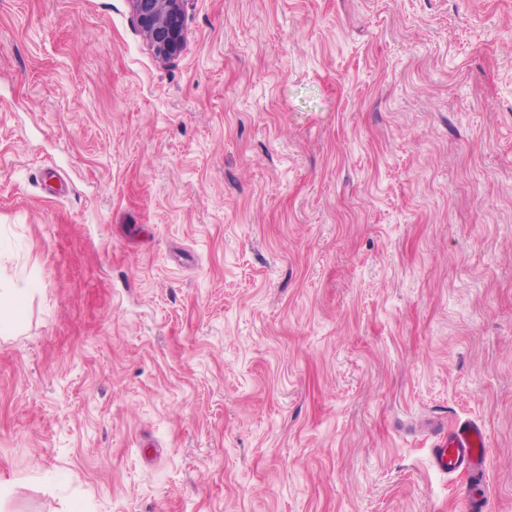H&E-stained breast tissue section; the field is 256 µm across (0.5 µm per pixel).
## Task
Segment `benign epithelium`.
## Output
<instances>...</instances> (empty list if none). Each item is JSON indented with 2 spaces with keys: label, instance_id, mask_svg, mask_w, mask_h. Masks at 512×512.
Here are the masks:
<instances>
[{
  "label": "benign epithelium",
  "instance_id": "7a95c632",
  "mask_svg": "<svg viewBox=\"0 0 512 512\" xmlns=\"http://www.w3.org/2000/svg\"><path fill=\"white\" fill-rule=\"evenodd\" d=\"M133 23L163 61L184 47L186 0H128Z\"/></svg>",
  "mask_w": 512,
  "mask_h": 512
}]
</instances>
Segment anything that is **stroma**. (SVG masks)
<instances>
[{
  "mask_svg": "<svg viewBox=\"0 0 512 512\" xmlns=\"http://www.w3.org/2000/svg\"><path fill=\"white\" fill-rule=\"evenodd\" d=\"M18 278L5 512H512V0H0ZM133 23L162 61L184 47L186 0H128ZM432 452L439 471L466 477L463 510L483 512L487 502L484 471L489 457V442L484 429L471 422H458L450 428L439 426L434 431ZM473 489H480L482 494L475 496Z\"/></svg>",
  "mask_w": 512,
  "mask_h": 512,
  "instance_id": "stroma-1",
  "label": "stroma"
}]
</instances>
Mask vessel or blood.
Instances as JSON below:
<instances>
[{"label": "vessel or blood", "instance_id": "obj_1", "mask_svg": "<svg viewBox=\"0 0 512 512\" xmlns=\"http://www.w3.org/2000/svg\"><path fill=\"white\" fill-rule=\"evenodd\" d=\"M432 452L439 471L465 476L464 512H484L487 498L482 491L487 487L484 471L489 457L484 429L471 422H459L450 428L437 427Z\"/></svg>", "mask_w": 512, "mask_h": 512}]
</instances>
